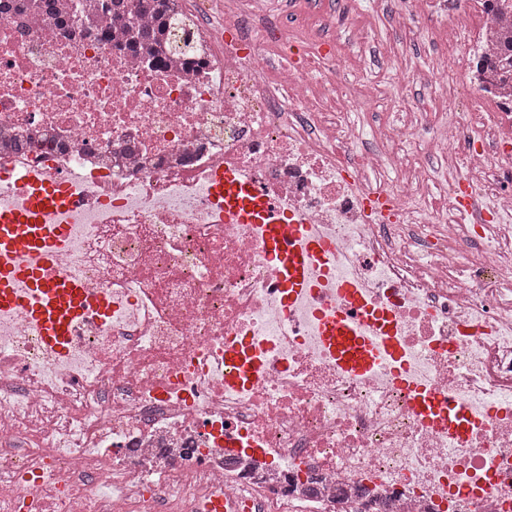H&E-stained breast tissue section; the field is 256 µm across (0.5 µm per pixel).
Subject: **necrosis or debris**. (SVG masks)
<instances>
[{"mask_svg":"<svg viewBox=\"0 0 512 512\" xmlns=\"http://www.w3.org/2000/svg\"><path fill=\"white\" fill-rule=\"evenodd\" d=\"M68 2L63 28L0 18V205L25 174L83 200L55 264L88 298L63 351L0 311V512H206L221 492L257 512H512V167L491 157L512 138L493 71L512 0H408L465 44L480 131L389 122L374 147L336 118L378 89L351 86L301 0H177L190 46L164 67L86 34L85 0ZM431 160L484 188L482 223L430 215ZM389 165L397 180L373 183ZM224 170L323 242L293 305L261 226L209 196ZM340 275L390 313L405 382L323 346L315 312L341 302ZM244 338L255 370L231 387L224 350ZM419 386L471 407L467 428L418 415Z\"/></svg>","mask_w":512,"mask_h":512,"instance_id":"necrosis-or-debris-1","label":"necrosis or debris"}]
</instances>
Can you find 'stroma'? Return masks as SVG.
I'll return each instance as SVG.
<instances>
[{"instance_id":"1","label":"stroma","mask_w":512,"mask_h":512,"mask_svg":"<svg viewBox=\"0 0 512 512\" xmlns=\"http://www.w3.org/2000/svg\"><path fill=\"white\" fill-rule=\"evenodd\" d=\"M344 22L367 26L372 30L371 59L358 63L361 80L380 85L381 95L371 111L345 113V126L359 131L364 140H371L376 122L405 118L410 112L427 113L433 125L448 121L463 122L466 112L448 107L450 96L465 100L469 91L463 80H456L452 94L431 91L419 82L408 83L400 77L399 64L409 61L412 68L426 71L433 58L444 52L440 38L442 23H394L391 0H348Z\"/></svg>"}]
</instances>
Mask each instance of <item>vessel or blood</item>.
Listing matches in <instances>:
<instances>
[{
	"label": "vessel or blood",
	"instance_id": "b4317fda",
	"mask_svg": "<svg viewBox=\"0 0 512 512\" xmlns=\"http://www.w3.org/2000/svg\"><path fill=\"white\" fill-rule=\"evenodd\" d=\"M464 183H457L450 199L460 202L463 218L480 216L476 195H464ZM27 200L23 209L0 211V308H23L40 329L48 344L67 345L70 324L82 305V291L75 281L56 271L52 265L55 248L69 236L65 224H46V214L81 207L80 198L72 196L57 181L36 180L25 184ZM212 198L223 201L224 210L238 221L260 224L265 228L264 247L280 269V288L285 297L295 299L311 286L309 268L322 247L320 241L307 236L306 225L297 223L267 198L242 173L225 172L209 187ZM24 281L30 296L19 295L17 281ZM342 294L348 310L325 312L320 319L319 334L323 345L336 357L340 366L361 372L372 368L378 352L392 355L396 346L388 334L389 317L365 305L350 281H343ZM225 378L239 383L252 369L251 352L243 345L228 349L224 356ZM416 405L425 416L440 414L463 420L461 405L432 390H418ZM207 512H254L249 500L216 496L206 504Z\"/></svg>",
	"mask_w": 512,
	"mask_h": 512
}]
</instances>
